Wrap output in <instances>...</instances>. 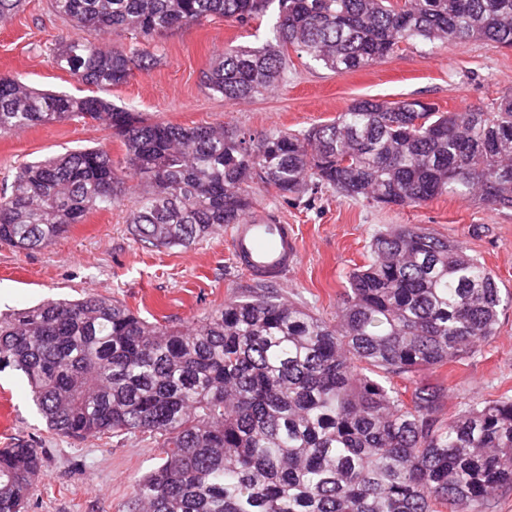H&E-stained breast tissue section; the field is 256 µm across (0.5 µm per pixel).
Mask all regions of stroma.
Returning a JSON list of instances; mask_svg holds the SVG:
<instances>
[{
	"mask_svg": "<svg viewBox=\"0 0 512 512\" xmlns=\"http://www.w3.org/2000/svg\"><path fill=\"white\" fill-rule=\"evenodd\" d=\"M271 15L243 26L214 16L171 29L151 45L159 63L133 71L106 96L144 118L184 127L221 125L258 134L291 131L333 121L358 99L396 102L419 98L440 110H489L512 90V50L487 41L455 44L416 41L375 65L331 72L305 53L290 52L288 77L264 96L227 102L202 82V72L224 49L258 46L269 36ZM70 23L49 0H25L0 23V74L28 85L83 97L94 87L54 67L49 49L72 37ZM84 147L105 148L121 160L124 147L112 130L91 120L62 121L0 136V192L16 167ZM140 178L109 209L90 211L83 223L51 245L34 250L0 246V314L51 299L78 300L99 294L148 321L186 327L225 299L243 296L255 284L232 265L224 230L182 248H146L130 232L129 214ZM254 202L281 223L294 225L301 256L287 283L275 284L283 299L325 318H335L352 269L369 258L380 231L417 224L463 241L493 272L501 289L495 334L473 354L421 372L442 387V411L452 415L474 401L512 400V208L487 210L442 196L425 205L378 207L329 189L300 199L256 188ZM27 443L40 448L43 467L28 512H125L134 484L160 463L153 438L86 436L73 439L49 430L22 372L0 369V448Z\"/></svg>",
	"mask_w": 512,
	"mask_h": 512,
	"instance_id": "1",
	"label": "stroma"
}]
</instances>
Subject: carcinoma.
Listing matches in <instances>:
<instances>
[{
  "label": "carcinoma",
  "instance_id": "obj_1",
  "mask_svg": "<svg viewBox=\"0 0 512 512\" xmlns=\"http://www.w3.org/2000/svg\"><path fill=\"white\" fill-rule=\"evenodd\" d=\"M273 4L265 45L227 49L203 72L212 93L264 95L287 75L290 47L333 72L417 40L512 48V0H52L78 32L139 41L77 36L50 53L106 90L155 65L162 32L215 15L244 26ZM75 119L114 130L123 161L85 147L20 166L0 194L1 245H50L120 202L129 171L144 179L129 224L146 248H186L243 223L255 180L283 198L331 188L369 204L448 195L512 207L511 91L490 112L362 99L330 123L252 136L149 122L105 97L0 75V135ZM348 285L334 319L265 291L182 329L99 295L47 301L0 318V368L25 374L58 434L153 436L161 463L127 512H484L512 485V400L446 417L440 386L416 376L494 335V274L464 242L399 225L372 237ZM391 376L412 385L410 403ZM42 464L29 444L0 448V512H26Z\"/></svg>",
  "mask_w": 512,
  "mask_h": 512
}]
</instances>
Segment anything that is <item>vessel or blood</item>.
<instances>
[{
	"label": "vessel or blood",
	"mask_w": 512,
	"mask_h": 512,
	"mask_svg": "<svg viewBox=\"0 0 512 512\" xmlns=\"http://www.w3.org/2000/svg\"><path fill=\"white\" fill-rule=\"evenodd\" d=\"M227 239L233 265L255 282H284L298 262L293 225L269 223L258 210L245 223L229 225Z\"/></svg>",
	"instance_id": "1"
}]
</instances>
